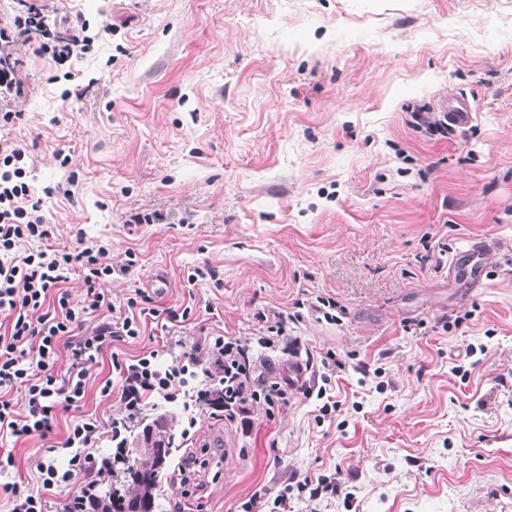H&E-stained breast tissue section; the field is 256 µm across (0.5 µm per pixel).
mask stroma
Instances as JSON below:
<instances>
[{
  "label": "stroma",
  "mask_w": 512,
  "mask_h": 512,
  "mask_svg": "<svg viewBox=\"0 0 512 512\" xmlns=\"http://www.w3.org/2000/svg\"><path fill=\"white\" fill-rule=\"evenodd\" d=\"M37 2L81 15L94 49L55 67L31 38L23 118L0 140L26 145L57 244L138 253L105 283L113 302L169 278L159 319L99 356L83 412L121 416L113 354L180 340L202 359L204 334L302 313L297 354L254 355L253 382L281 383L287 404L246 428L200 408L154 512H242L257 491L275 512H512V0ZM454 95L474 109L466 126L444 138L413 122ZM59 184L69 194L45 195ZM154 211L161 223L128 221ZM483 241L502 251L472 288L450 270ZM197 267L220 286L188 285ZM320 296L335 320L313 311ZM329 351L368 377L322 383ZM321 385L337 403L324 417L302 394ZM73 416L1 441L16 465L0 485L34 480ZM324 479L341 493L297 490Z\"/></svg>",
  "instance_id": "35a3bbf8"
}]
</instances>
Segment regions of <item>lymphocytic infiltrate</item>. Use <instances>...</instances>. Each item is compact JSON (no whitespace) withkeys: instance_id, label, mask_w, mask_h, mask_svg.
Returning a JSON list of instances; mask_svg holds the SVG:
<instances>
[{"instance_id":"obj_1","label":"lymphocytic infiltrate","mask_w":512,"mask_h":512,"mask_svg":"<svg viewBox=\"0 0 512 512\" xmlns=\"http://www.w3.org/2000/svg\"><path fill=\"white\" fill-rule=\"evenodd\" d=\"M15 2L12 20L0 22V123L6 124L18 117L13 104L27 95L20 55L30 34L41 37L40 52L57 65L83 57L92 48L91 37L61 31L57 20L30 0ZM27 159L24 146L0 142V315L7 321L0 333V437L14 439L47 437L59 403L74 406L84 399L89 371L104 347L137 338L147 318L158 314L144 291H135L117 306L101 287L132 271L138 263L135 251L109 262L104 246L95 241H80L73 250L52 244L54 229L41 203L31 198ZM74 271L85 288L77 300L65 287ZM259 320L257 333L249 338L207 337L203 360L185 354L164 363L156 350L113 357L122 380L123 414L107 423L85 415L71 424L62 444L66 465L52 458L37 461L35 489L22 482L0 486L8 512H45L43 494L55 488L68 491L65 512H94L96 485L112 480V455L126 449L132 430L144 418L148 398L156 395L174 402L200 396L208 386L204 361L224 368L225 419L252 407L273 414L287 402L288 393L276 382L255 386L250 355L257 346L290 355L296 342L287 332V314H263ZM63 347L72 359L65 375L57 370ZM18 389L24 392L20 402L13 397ZM104 438L110 446L101 453L97 447Z\"/></svg>"}]
</instances>
